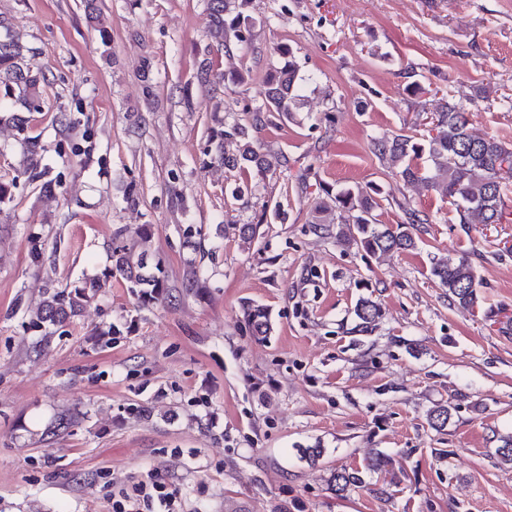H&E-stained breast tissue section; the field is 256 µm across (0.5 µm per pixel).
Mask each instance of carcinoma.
<instances>
[{
    "label": "carcinoma",
    "mask_w": 512,
    "mask_h": 512,
    "mask_svg": "<svg viewBox=\"0 0 512 512\" xmlns=\"http://www.w3.org/2000/svg\"><path fill=\"white\" fill-rule=\"evenodd\" d=\"M247 5L248 0H237V12L228 21L225 19L228 2L208 0V36L213 43L224 47V55L228 57L235 46L249 39L252 18L246 14ZM24 51L26 47L18 38L11 34L0 36V88L7 96L18 93L21 104L28 111L37 112L42 104L45 77L32 75L24 69ZM222 78L223 73L215 69L213 61L206 58L200 62L196 71L200 84L213 86ZM260 97L262 104L251 110L248 124L236 122L210 139L211 159L223 163L229 170L254 171L259 175L270 171L266 156L255 146L254 134L265 126L267 114L288 118L298 108L301 94L293 62L266 78ZM431 125L425 135L396 134L376 139L372 142V150L401 180L420 182L426 189L448 197V202L455 206L458 223L486 226L504 223L508 184L512 182V143L473 133L470 110L460 102L441 100L431 112ZM227 137L237 139V152L224 151ZM20 147L19 168L23 173L33 180L45 177L38 139L25 136ZM421 158L428 162L425 169L417 163ZM379 195L380 189L375 186L346 188L336 193L327 190L325 196L313 201L314 223L336 225L337 243L352 245L373 257L416 249L413 230L415 226L427 223L426 216L405 206V221L381 224L376 214L380 208ZM109 274L122 280L145 305L159 302L167 294L161 266L150 263L144 254H135L127 245L112 249ZM431 275L440 287L448 289L449 304L466 309L479 306L480 281L470 258L435 257ZM90 298V289L85 286L69 289L49 283L37 304L33 323L63 325L78 316ZM353 313V332L358 335L372 333L383 318L381 304L370 296L359 297ZM246 320L257 336L271 332L269 315L258 306L247 310ZM451 409L449 403L429 409V425L437 430L445 427ZM391 467L390 456L376 453L359 468H341L332 472L331 490L337 497L345 498L352 489L365 483V475L387 473Z\"/></svg>",
    "instance_id": "carcinoma-1"
}]
</instances>
